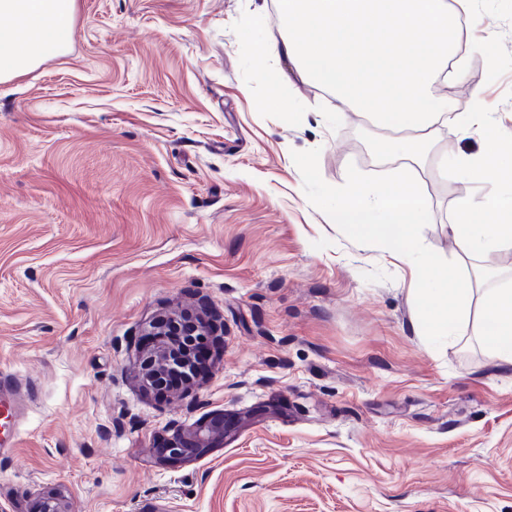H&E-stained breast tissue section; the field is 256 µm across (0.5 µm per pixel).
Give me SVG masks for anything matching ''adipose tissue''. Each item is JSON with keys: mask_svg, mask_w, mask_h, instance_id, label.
<instances>
[{"mask_svg": "<svg viewBox=\"0 0 512 512\" xmlns=\"http://www.w3.org/2000/svg\"><path fill=\"white\" fill-rule=\"evenodd\" d=\"M475 0H277L287 33L277 49L300 74L379 127L399 131L384 151L415 160L418 134L454 118L485 142L480 157L458 161L457 174L497 188L464 197L449 229L463 255L512 253V142L496 118L452 113L439 85L464 78L458 39ZM75 0H0V80L59 54L72 40Z\"/></svg>", "mask_w": 512, "mask_h": 512, "instance_id": "adipose-tissue-1", "label": "adipose tissue"}]
</instances>
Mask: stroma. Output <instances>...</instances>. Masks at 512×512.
<instances>
[{
  "mask_svg": "<svg viewBox=\"0 0 512 512\" xmlns=\"http://www.w3.org/2000/svg\"><path fill=\"white\" fill-rule=\"evenodd\" d=\"M474 23L450 102L482 97L512 134V0H477ZM283 35L275 0H76L68 50L0 81V376L21 403L0 512L49 488L76 512H512V365L479 341L482 294L468 335L433 347L411 267L310 204L293 152L320 149L333 186L405 164L380 154L388 131L258 59ZM429 140L421 239L453 261L474 185L449 162L484 146L451 123ZM179 313L215 326L208 369L158 397L137 356ZM216 414L223 436L193 447Z\"/></svg>",
  "mask_w": 512,
  "mask_h": 512,
  "instance_id": "35a3bbf8",
  "label": "stroma"
}]
</instances>
